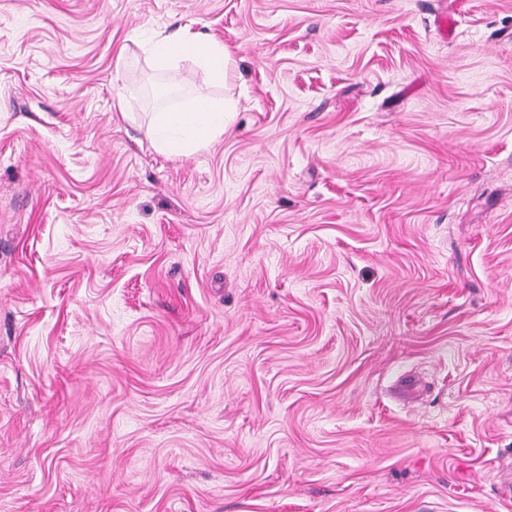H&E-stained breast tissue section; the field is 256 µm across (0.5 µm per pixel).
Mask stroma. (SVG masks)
Wrapping results in <instances>:
<instances>
[{
	"label": "stroma",
	"instance_id": "obj_1",
	"mask_svg": "<svg viewBox=\"0 0 512 512\" xmlns=\"http://www.w3.org/2000/svg\"><path fill=\"white\" fill-rule=\"evenodd\" d=\"M179 27L227 85L154 69ZM190 94L233 124L157 153ZM511 467L512 0H0V512H512ZM150 58L159 71L169 70L181 58H194L206 68L213 82L224 85L233 64L232 56L223 43L202 37L187 28H178L170 35H159L151 47ZM234 105L227 98L189 97L173 107L160 106L151 114L152 144L171 158L206 149L231 125Z\"/></svg>",
	"mask_w": 512,
	"mask_h": 512
}]
</instances>
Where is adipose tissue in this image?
<instances>
[{
	"label": "adipose tissue",
	"mask_w": 512,
	"mask_h": 512,
	"mask_svg": "<svg viewBox=\"0 0 512 512\" xmlns=\"http://www.w3.org/2000/svg\"><path fill=\"white\" fill-rule=\"evenodd\" d=\"M150 58L160 71L169 70L182 58H193L202 64L211 80L226 83L233 64L223 43L180 28L161 35L154 41ZM234 105L229 100L189 97L173 107L162 106L151 114L152 144L155 150L171 158L206 149L230 126Z\"/></svg>",
	"instance_id": "obj_1"
}]
</instances>
